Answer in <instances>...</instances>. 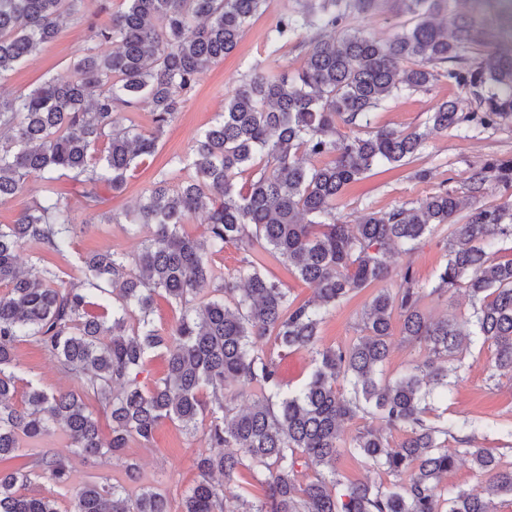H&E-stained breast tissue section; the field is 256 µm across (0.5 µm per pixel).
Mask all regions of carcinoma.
I'll return each instance as SVG.
<instances>
[{"label":"carcinoma","mask_w":512,"mask_h":512,"mask_svg":"<svg viewBox=\"0 0 512 512\" xmlns=\"http://www.w3.org/2000/svg\"><path fill=\"white\" fill-rule=\"evenodd\" d=\"M85 0H0V80L75 20L110 53L78 57L66 73L27 93L0 96V204L42 183V201L0 224V462L23 441L59 429L80 455L119 457L132 439L148 442L158 425L177 422L188 434L205 426L209 450L197 461L201 479L182 497L180 512H497L491 495L512 499V462L493 448H466L480 485L448 491L441 480L462 453L448 448L461 428L431 422L428 412L455 382L448 364L462 367L470 339L446 318L420 308L423 298L449 288L469 296L474 335L495 351V369L512 379V259L495 247L512 242V194L457 219L460 201L442 187L412 206L369 211L355 226L336 222L345 188L375 167L413 161L427 140L450 128L475 132L512 127V0H285L270 26L272 54L290 41L307 50L295 75L255 69L224 99V112L193 145L188 165L160 169L129 222L144 239L135 254L77 256L74 278L55 257L84 229L56 183L79 188L90 215L102 211L103 186L121 192L152 157L199 75L238 45L266 0H123L100 20ZM362 13H386L395 23L387 39L351 30ZM460 90L437 103L424 128L400 131L376 124L375 112L403 90H427L439 78ZM151 107L154 128H119L114 112ZM347 127L345 134L340 128ZM247 175L244 185L237 179ZM494 185L512 191V158L474 169L469 191ZM204 216L200 237L184 226ZM442 231L446 263L434 286L407 266L396 291L381 288L362 312L361 335L345 347H322L319 328L351 294L386 281V256L410 253ZM38 248L24 271L18 250ZM233 246L252 254L224 272L215 257ZM315 287L299 301L268 274L266 260ZM180 307L170 333L153 320L155 299ZM400 334L428 352L396 378L383 376L394 316ZM268 336L277 354L256 349ZM30 340L81 380V392H47L28 384L13 404L17 344ZM295 350L315 354L316 369L299 389L282 391L278 358ZM152 354L166 373L143 391L135 375ZM255 399L234 413L228 392ZM111 420V437L100 416ZM370 418L347 447L342 423ZM398 433L399 443L390 435ZM358 455L394 477L389 484H351L340 493L334 463ZM324 472L303 482L299 459ZM248 472L260 487L253 505L227 488ZM126 483H85L71 512H171L168 497L140 484L137 465ZM68 486L66 459L45 453L27 471L0 472V512H58L55 500L26 496L31 478Z\"/></svg>","instance_id":"obj_1"}]
</instances>
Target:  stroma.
I'll use <instances>...</instances> for the list:
<instances>
[{
	"label": "stroma",
	"mask_w": 512,
	"mask_h": 512,
	"mask_svg": "<svg viewBox=\"0 0 512 512\" xmlns=\"http://www.w3.org/2000/svg\"><path fill=\"white\" fill-rule=\"evenodd\" d=\"M282 5L283 0H267L265 12L253 20L236 49L199 76L176 119L166 127L156 155L140 166L121 193L111 195L107 207L115 215V222L92 220L87 212L75 209L76 222L86 223L87 228L75 237L72 254L57 257L56 263L62 270H70L78 252L136 253L139 239L126 233L120 221L147 195L156 171L170 160L191 159L195 139L214 123L224 109L225 96L231 94L252 69L277 71L285 68L293 74L305 66L306 51L295 44H288L274 55L265 49L267 31ZM89 45L83 26L67 27L55 41L44 45L8 78L1 80L0 94L26 93L44 78L66 72L70 63ZM456 94V89L443 78L429 90L402 92L377 110L376 120L381 125L411 130L423 126L437 102ZM509 157H512V129L507 127L481 133L453 128L435 134L412 163L394 170L376 168L350 184L338 204L336 216L340 223L352 225L366 212L390 210L442 186L456 191L465 213L480 205L502 203L506 198L504 191L490 189L475 196L468 192L466 183L472 170L485 160ZM419 170L426 171V178H416ZM441 239L438 232L427 236L410 257H390L391 267L397 270L411 265L420 282H434L446 262ZM397 286L398 281L393 278L383 286H370L337 306L320 328L321 346L337 347L352 342L360 334L358 322L372 296L379 288L393 290ZM422 308L433 318L445 317L462 327L466 326L471 313L464 291L455 289L425 298ZM16 355L22 382L17 386L15 403H22L30 383L50 392L79 389L77 379L61 369L37 344L30 341L18 344ZM494 371L493 348L473 343L458 372L451 398L445 403L435 402L434 408L452 422L466 417L490 421V428L475 432L474 444L497 449L509 461L512 460V380L495 376ZM207 447L203 435H188L177 424L167 421L159 425L153 440H131L122 458L107 460L74 453L63 433L57 430L36 443L25 445L24 452L30 456L49 452L67 458L71 467L70 487L62 489L48 479L39 478L24 486L23 491L52 497L60 512H69L74 488L92 481L122 480L124 463L130 460L138 463L144 484L165 493L176 508L183 493L198 480L196 462Z\"/></svg>",
	"instance_id": "obj_1"
}]
</instances>
